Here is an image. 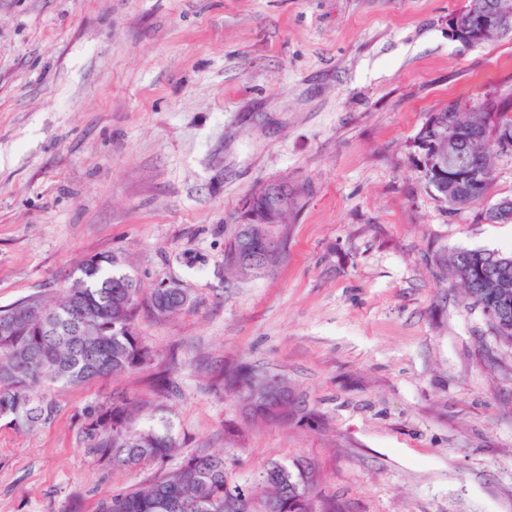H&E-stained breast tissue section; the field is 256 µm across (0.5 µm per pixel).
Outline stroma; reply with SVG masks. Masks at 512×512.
<instances>
[{
	"label": "stroma",
	"mask_w": 512,
	"mask_h": 512,
	"mask_svg": "<svg viewBox=\"0 0 512 512\" xmlns=\"http://www.w3.org/2000/svg\"><path fill=\"white\" fill-rule=\"evenodd\" d=\"M465 0H0V306L59 302L106 253L143 293L170 369L176 467L223 450L250 482L269 461L310 465L343 512H512V344L443 264L512 250L478 202L448 213L413 141L475 96L512 98V36L465 46ZM293 200L269 271L224 266L245 200ZM242 360L316 412L251 421L212 368ZM48 425L0 422V512H85L157 466L108 471L74 413L99 398L155 402L147 372L53 392Z\"/></svg>",
	"instance_id": "35a3bbf8"
}]
</instances>
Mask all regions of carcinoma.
Here are the masks:
<instances>
[{
  "label": "carcinoma",
  "mask_w": 512,
  "mask_h": 512,
  "mask_svg": "<svg viewBox=\"0 0 512 512\" xmlns=\"http://www.w3.org/2000/svg\"><path fill=\"white\" fill-rule=\"evenodd\" d=\"M511 101L495 97L477 100L468 111L455 104L430 115L425 126L442 132L450 128L463 137V157L452 161L450 176L456 192L440 191L431 184L427 153H422L421 174L425 186L456 213L484 200L493 187V177L475 187L465 178L467 163L480 162L491 168L483 144L491 135L486 127L490 114L501 124L512 123ZM250 211L257 223L249 235L241 231L225 242L226 263L245 272H257L235 259L237 254L264 251L271 238L272 222L284 223L288 212L277 207L266 190L251 195ZM446 262L466 291L499 329L506 321L512 326V295L503 299L495 288V252L462 249ZM80 272L83 288L66 287L59 303L47 304L32 294L0 307V421L17 429H34L55 419L60 406L52 397L59 385L87 382L143 371L154 364V355L136 331V319L144 307L152 315L166 317L187 306L181 288H156L132 304L129 295L141 288L130 287L133 279L114 270L110 254L85 260ZM224 386L247 399V386L256 373L237 363L224 366L219 374ZM165 408L155 406L142 420V407L125 397L95 401L78 414L80 432L87 453L111 469H127L146 463L162 465L179 448ZM284 464L273 461L247 484L231 480L226 472L224 452L199 448L176 468L164 469L149 483L116 490L101 500L96 512H248L250 498L257 492L269 498L270 512H341L333 495L305 487V475L298 467L288 469V482L281 474Z\"/></svg>",
  "instance_id": "1"
}]
</instances>
